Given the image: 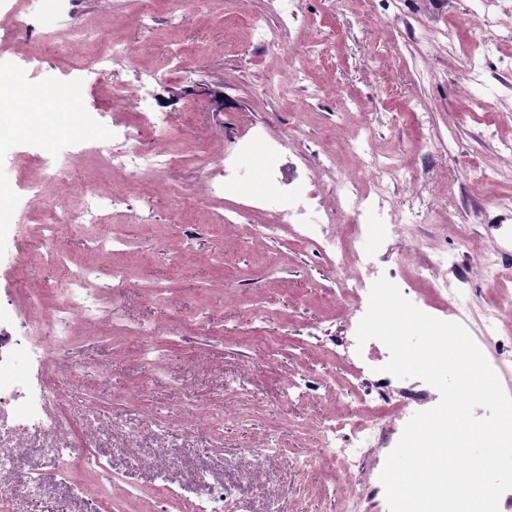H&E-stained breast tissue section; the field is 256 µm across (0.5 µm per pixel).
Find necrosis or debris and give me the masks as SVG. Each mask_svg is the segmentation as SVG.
Here are the masks:
<instances>
[{
  "label": "necrosis or debris",
  "mask_w": 512,
  "mask_h": 512,
  "mask_svg": "<svg viewBox=\"0 0 512 512\" xmlns=\"http://www.w3.org/2000/svg\"><path fill=\"white\" fill-rule=\"evenodd\" d=\"M475 16L478 18L486 39L481 52L465 56L461 68L472 82L483 83L488 58L497 49L493 37L499 25L495 10V0H475ZM71 36L76 42H92L98 45L93 68L97 75L108 76L112 66L129 56L130 50L121 41L112 39L100 30L78 26L72 29ZM136 125H126L118 138V166L130 169L137 177L163 171L179 164L184 154H202V147L194 142H175L163 137L157 139L152 149H145L138 136ZM280 148L266 144L264 168L270 190L261 194L255 207L259 210H272L277 222L270 225V232H278L280 225L293 227L297 242L307 243L318 238V226L348 217L350 224L345 238L329 240L331 262L344 272L340 299L345 303L362 304L367 302L370 283V268L363 249L369 231L361 223L362 213L376 206L381 193L379 184L363 191L349 179L338 182L336 191L340 196V208L321 214L318 221H311L304 203L301 186L286 189L279 177ZM102 190L87 191L78 211L79 218L87 224L99 225L100 231L93 241V247L100 252H108L125 246L126 240L119 229H111L103 224L101 214ZM45 218L42 222L41 243H44L43 259L60 269L62 286L56 289V307L48 314L34 316L33 332L28 337V359L37 361L44 374L41 382L31 388L19 386L11 370V360L0 355V512H17L20 498L39 495L45 488L44 480L38 471L19 475L15 463L28 448L29 437L35 432H50L63 437V445L52 448L54 463L62 475H70L76 466L72 443L66 442L67 426L62 419L46 408L49 399L57 397L61 386H77L80 382L78 371L58 372L49 364L52 343L68 341L76 326H92L99 322V312L103 307L101 292L89 291L87 283L95 277L91 268H70L66 259L48 249V241L58 232L52 213L54 207L44 204ZM456 236L467 253L475 258L479 272L488 285H496L501 280L512 278V247L502 246L488 249L483 241L468 231H457ZM426 286L442 303L444 316L450 321L461 323L469 333L484 339L498 335L502 322L512 319V300L499 303L495 312L480 316L459 303L458 285L448 278V254L433 250L427 266ZM411 401L395 402L386 394L378 393L372 411L368 416L350 415L346 426L354 434L368 435L382 423L395 419H410ZM154 469L155 512H232L234 498L222 481L215 479L210 471L200 470L192 484L175 485L166 468Z\"/></svg>",
  "instance_id": "4bbe7bcc"
}]
</instances>
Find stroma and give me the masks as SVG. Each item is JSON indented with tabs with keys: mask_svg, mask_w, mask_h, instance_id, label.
<instances>
[{
	"mask_svg": "<svg viewBox=\"0 0 512 512\" xmlns=\"http://www.w3.org/2000/svg\"><path fill=\"white\" fill-rule=\"evenodd\" d=\"M23 3L0 0V71L41 90L72 84L78 100L71 132L49 118L36 133L0 142V182L12 188L9 208L0 214V312L7 315L1 334H29L33 306L17 285L48 290L60 281L58 270L31 252V239L18 226L41 201L58 200L63 191L42 182L36 198L27 183L60 158L71 159L74 182L88 188L106 177L118 185L125 177L82 148L102 128L134 120L114 102L117 86L142 97L163 123L158 131L143 128L144 142L163 131L233 153L245 181L225 196L227 208L249 205L266 190L260 147H241L253 130L282 141L284 172L308 176L311 209L318 214L336 198L340 175L350 171L327 164L326 155L338 152L346 132L368 126L365 153L403 156L411 169L387 184L402 224L389 226L386 209L378 207L361 217L377 230L367 245L375 274L396 275L406 298L424 305L416 276L439 241L449 271L467 277L461 304L484 314L498 296H512V278L485 284L456 237L441 240L437 222L445 211L489 247L512 240V216L495 207L498 197L512 196V153L503 148L512 140V0L499 2L502 40L481 85L457 65L479 41L478 30H462L452 46L437 36L471 17L470 0H304L289 21L269 0H191L180 9L173 0H155L147 27L136 20L138 0H61L50 39L37 18L22 29L13 25ZM255 19L277 35L280 48L255 34ZM77 24L111 29L134 54L114 64L109 77H99L89 68L94 47L69 39ZM300 41L318 60L295 80L281 49ZM178 45L190 53L184 75L167 71L170 50ZM274 73L282 77L279 90L260 95ZM481 95L494 97L495 111L471 109V99ZM478 167L498 170L499 179L474 180ZM207 175L206 159L188 160L163 172L148 193H128L118 207L104 202L105 222L121 229L128 252L101 260L91 281L107 290L99 327H80L71 341L52 345L54 367L77 369L83 386L51 400L48 410L61 412L74 436L89 416L104 425L94 446L121 488L112 512L152 509L153 472L133 467L125 451V435L140 427L146 409L168 420L165 443L173 453L161 455L160 444L146 434L139 452L167 468L176 483L208 469L246 512H345L351 499L359 512H388L379 476L403 423L377 432L342 484L334 464L310 461L320 430L381 390L395 397L420 393L426 410L438 403V391L416 378L368 372L366 353L350 346L364 311L335 299L339 274L324 250L286 231L266 235L265 225L274 221L269 213L220 233L203 209L182 208L181 198L202 200ZM145 211L151 220L143 224ZM58 220L53 249L88 260L89 225L70 208L59 210ZM116 266L126 269L117 287ZM144 322L160 331L156 345L164 370L149 372L137 354L139 337L124 333ZM315 374L328 379V388L286 398L287 384ZM194 413L209 424L190 432L184 422ZM266 440L279 454L255 461L252 449ZM54 443L53 434H33L18 462L19 472L36 469L45 478L44 491L25 502L24 512H100L101 502L75 495L44 456Z\"/></svg>",
	"mask_w": 512,
	"mask_h": 512,
	"instance_id": "obj_1",
	"label": "stroma"
}]
</instances>
